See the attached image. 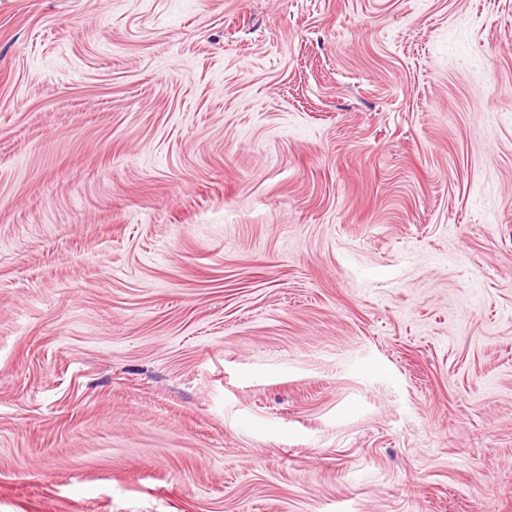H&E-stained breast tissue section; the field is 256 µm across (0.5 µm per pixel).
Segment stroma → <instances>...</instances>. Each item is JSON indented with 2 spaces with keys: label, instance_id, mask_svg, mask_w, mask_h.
Here are the masks:
<instances>
[{
  "label": "stroma",
  "instance_id": "1",
  "mask_svg": "<svg viewBox=\"0 0 512 512\" xmlns=\"http://www.w3.org/2000/svg\"><path fill=\"white\" fill-rule=\"evenodd\" d=\"M0 512H512V0H0Z\"/></svg>",
  "mask_w": 512,
  "mask_h": 512
}]
</instances>
